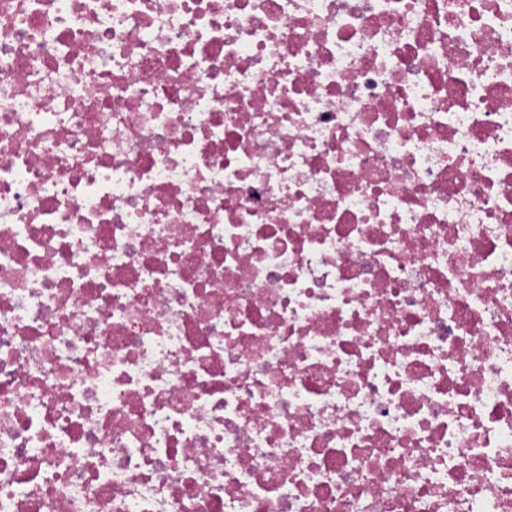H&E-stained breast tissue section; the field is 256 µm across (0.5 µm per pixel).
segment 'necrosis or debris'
Returning <instances> with one entry per match:
<instances>
[{
    "mask_svg": "<svg viewBox=\"0 0 512 512\" xmlns=\"http://www.w3.org/2000/svg\"><path fill=\"white\" fill-rule=\"evenodd\" d=\"M0 512H512V0H0Z\"/></svg>",
    "mask_w": 512,
    "mask_h": 512,
    "instance_id": "4bbe7bcc",
    "label": "necrosis or debris"
}]
</instances>
